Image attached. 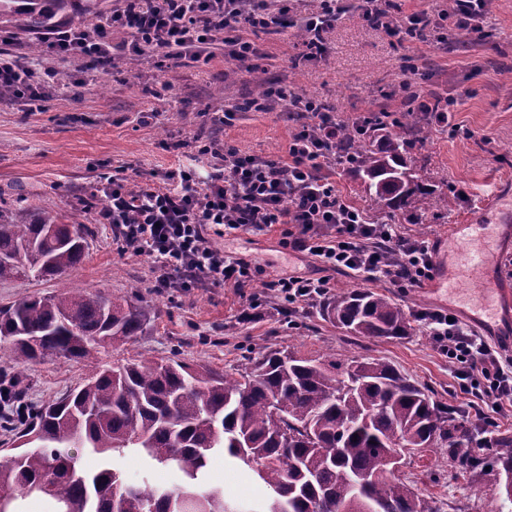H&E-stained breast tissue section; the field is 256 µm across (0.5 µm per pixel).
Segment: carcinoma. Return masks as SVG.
Returning <instances> with one entry per match:
<instances>
[{
	"label": "carcinoma",
	"mask_w": 512,
	"mask_h": 512,
	"mask_svg": "<svg viewBox=\"0 0 512 512\" xmlns=\"http://www.w3.org/2000/svg\"><path fill=\"white\" fill-rule=\"evenodd\" d=\"M72 0H0V24L47 30ZM408 120L343 123L340 150L353 157L364 190L387 217L425 213L440 203L451 212L454 193L418 181L407 159L409 142L429 130L417 109ZM85 225L77 216L34 211L28 218L0 213V282L60 280L86 255ZM325 313L353 336L377 341L410 335L404 310L383 294L344 290ZM143 308L101 290L66 286L0 308V372L48 356L91 365L107 342H126L146 324ZM5 427L22 450L0 461V512H23L21 502L45 495L54 512H244L209 485L208 465L224 454L252 471L270 490L259 512H444L390 470L399 438L416 448H444L448 461L475 468L480 456L459 458L458 438L476 439L478 416L433 400L428 390L377 358L343 365L272 351L237 376L186 363L135 360L96 370L78 389L33 412L19 429ZM81 444L101 457L94 470L69 452ZM132 452L147 470L177 469L183 483L167 490L131 486L110 464ZM499 484L512 499V436L493 440Z\"/></svg>",
	"instance_id": "1"
}]
</instances>
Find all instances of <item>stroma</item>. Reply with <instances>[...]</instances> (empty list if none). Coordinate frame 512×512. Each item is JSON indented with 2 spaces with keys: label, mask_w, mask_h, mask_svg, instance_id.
<instances>
[{
  "label": "stroma",
  "mask_w": 512,
  "mask_h": 512,
  "mask_svg": "<svg viewBox=\"0 0 512 512\" xmlns=\"http://www.w3.org/2000/svg\"><path fill=\"white\" fill-rule=\"evenodd\" d=\"M327 35L324 56L299 67L289 59L301 49L293 31L261 33V49L253 58L272 86L313 96L334 108L338 120L358 119L367 112L405 109L397 89L411 81L419 89L434 88L454 100L447 127L429 132L411 151L416 175L439 190L466 189L467 201L451 214H427L422 223L402 224L401 234L422 237L437 245L451 226L466 223L483 199L500 191L512 197V78L499 63L512 66V0H492L485 34L468 48L456 50L448 41L424 44L416 74L405 65L407 43L367 26L358 0H346ZM39 64L61 71L65 86L49 89L41 107L29 111L25 101L0 99V208L16 212L17 197L39 209L67 214L82 210L88 228L83 262L68 276L70 288L99 289L145 307L150 319L141 335L111 346L98 355L100 366L139 360H178L234 372L238 365L258 361L274 349L297 355L349 362L381 358L397 367L431 397L445 405L496 419L512 431V411L495 415L490 404L457 392L455 367L433 346L426 328L415 323L411 335L382 342L357 339L323 314V302L290 313L272 291L255 285L260 306L254 319H242L250 295L227 286L155 288L160 275L151 259L118 249L109 225L99 223L97 208L106 203L94 190L100 174L126 166L128 185L143 186L152 174L188 165L207 164L191 141L212 113L237 105L252 88V75L235 62L218 56L209 62L168 59L160 55L129 61L118 56L100 69L84 61L39 56ZM163 98H156V91ZM303 116L280 110L238 113L232 124L214 128L225 146L245 155L277 159L300 129ZM187 141L185 152L167 149L170 140ZM93 207H86V199ZM225 252L255 260L264 278L284 273L310 274L319 262L310 254L285 247L281 227L218 239ZM55 280H16L0 283V307L24 298L49 294L62 285ZM373 291L389 296L407 313L423 308H447L446 297L423 287L397 288L377 282ZM91 370L83 363L49 358L25 366L20 388L30 405L59 398L80 386ZM111 465L130 485L143 478L167 488L181 484L180 473L157 468L145 473L131 454H113ZM401 475L422 497L446 503L447 512H512V502L497 486L495 471L476 474L474 481L455 478L445 455L425 452L401 468Z\"/></svg>",
  "instance_id": "stroma-1"
}]
</instances>
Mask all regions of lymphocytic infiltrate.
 <instances>
[{
	"instance_id": "1",
	"label": "lymphocytic infiltrate",
	"mask_w": 512,
	"mask_h": 512,
	"mask_svg": "<svg viewBox=\"0 0 512 512\" xmlns=\"http://www.w3.org/2000/svg\"><path fill=\"white\" fill-rule=\"evenodd\" d=\"M362 2L365 21L422 43L447 24L481 28L490 10L489 0H449L446 12L416 11L396 25L380 0ZM295 9L296 0H116L107 29L124 32L120 44H112L105 29L73 28L49 40L47 51L60 58L107 60L118 51L195 62L211 60L220 51L242 64L261 53L254 34L287 25ZM344 11L343 0H318L316 10L301 19L305 60L321 58L325 36ZM55 79L54 69L39 70L25 58L0 51V87L25 100L30 110L39 109L44 86ZM252 105L262 111L278 105L309 115V122L290 138L286 159L243 156L199 133L193 142L210 160L206 172L181 167L166 172L161 186L139 190L128 187L123 168L102 176L99 190L107 203L97 219L110 226L119 247L151 258L162 269L156 287H250L259 266L226 254L213 240L263 232L276 224L288 225L291 249L315 255L327 270L319 277L288 273L265 281V288L289 309L327 296L334 286L329 276L333 270L399 288L430 278L434 249L425 239L404 237L392 224L371 223L338 193L332 180L339 162L338 124L329 109L315 98L282 88ZM416 317L455 364L460 391L497 410L512 406V356L505 344L490 343L445 310L421 309Z\"/></svg>"
}]
</instances>
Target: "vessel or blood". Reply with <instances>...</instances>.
<instances>
[{
  "mask_svg": "<svg viewBox=\"0 0 512 512\" xmlns=\"http://www.w3.org/2000/svg\"><path fill=\"white\" fill-rule=\"evenodd\" d=\"M454 242L447 253L437 254L427 288L447 290L449 296H460L458 310L472 323L493 338L512 340V308L507 305V288L500 282L493 262L500 249L512 242V218L502 217L500 223L486 224L475 220L453 227ZM477 277L483 290L475 296L460 293L462 277Z\"/></svg>",
  "mask_w": 512,
  "mask_h": 512,
  "instance_id": "b4317fda",
  "label": "vessel or blood"
}]
</instances>
